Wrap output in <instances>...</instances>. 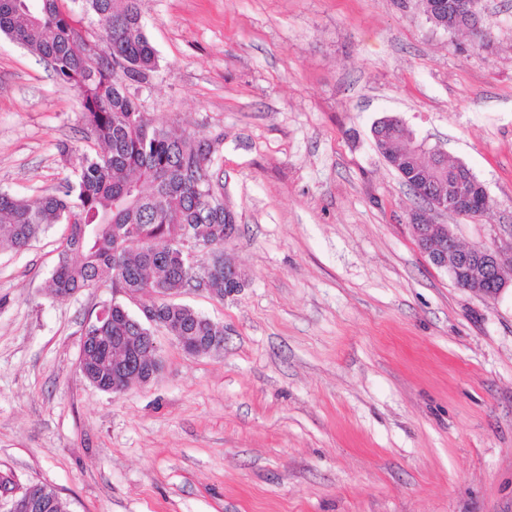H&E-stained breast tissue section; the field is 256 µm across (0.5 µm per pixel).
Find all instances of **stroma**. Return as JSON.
<instances>
[{
    "label": "stroma",
    "instance_id": "1",
    "mask_svg": "<svg viewBox=\"0 0 512 512\" xmlns=\"http://www.w3.org/2000/svg\"><path fill=\"white\" fill-rule=\"evenodd\" d=\"M491 36L421 0H140L159 70L144 112L210 138L245 285L179 303L224 326L105 392L78 363L102 287L45 284L65 227L0 251V476L70 512H512V288H458L418 250L415 201L372 128L399 117L493 205L437 215L466 247L512 239V0ZM76 91L0 33V191L34 201L89 147ZM459 0H425L426 12L434 13L440 16L446 23L443 28L451 31H457L458 28V13L456 11V4Z\"/></svg>",
    "mask_w": 512,
    "mask_h": 512
}]
</instances>
